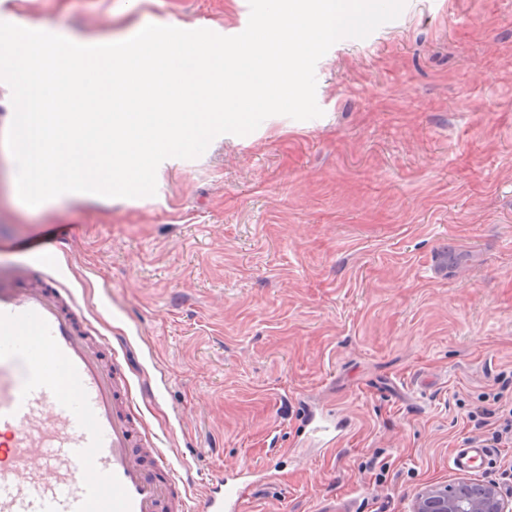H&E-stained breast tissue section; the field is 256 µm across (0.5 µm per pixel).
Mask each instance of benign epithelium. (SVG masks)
I'll return each instance as SVG.
<instances>
[{"label": "benign epithelium", "instance_id": "benign-epithelium-1", "mask_svg": "<svg viewBox=\"0 0 512 512\" xmlns=\"http://www.w3.org/2000/svg\"><path fill=\"white\" fill-rule=\"evenodd\" d=\"M411 512H512L496 483L461 479L453 485H427L415 496Z\"/></svg>", "mask_w": 512, "mask_h": 512}]
</instances>
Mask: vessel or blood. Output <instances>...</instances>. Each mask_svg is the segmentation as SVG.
Listing matches in <instances>:
<instances>
[{
  "mask_svg": "<svg viewBox=\"0 0 512 512\" xmlns=\"http://www.w3.org/2000/svg\"><path fill=\"white\" fill-rule=\"evenodd\" d=\"M312 412L306 431L334 447ZM486 448L456 449V469L483 471ZM244 463L208 486L199 512H241ZM188 486L133 408L117 350L89 309L41 262L0 284V512H187Z\"/></svg>",
  "mask_w": 512,
  "mask_h": 512,
  "instance_id": "vessel-or-blood-1",
  "label": "vessel or blood"
}]
</instances>
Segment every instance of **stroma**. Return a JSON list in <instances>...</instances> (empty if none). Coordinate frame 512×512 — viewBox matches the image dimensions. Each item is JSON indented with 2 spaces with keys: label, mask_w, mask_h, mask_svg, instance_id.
Masks as SVG:
<instances>
[{
  "label": "stroma",
  "mask_w": 512,
  "mask_h": 512,
  "mask_svg": "<svg viewBox=\"0 0 512 512\" xmlns=\"http://www.w3.org/2000/svg\"><path fill=\"white\" fill-rule=\"evenodd\" d=\"M73 37L228 36L248 0H0ZM322 117L265 119L157 192L30 210L0 152V273L44 250L132 378L192 497L246 461L245 512H410L461 479L479 396L512 402V0H406L317 63ZM346 428L297 437L302 407Z\"/></svg>",
  "instance_id": "obj_1"
}]
</instances>
